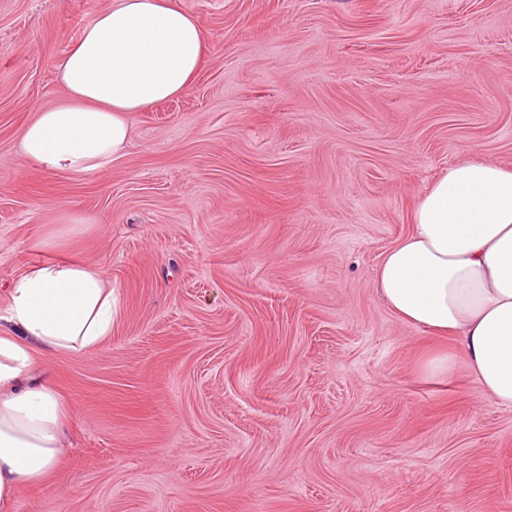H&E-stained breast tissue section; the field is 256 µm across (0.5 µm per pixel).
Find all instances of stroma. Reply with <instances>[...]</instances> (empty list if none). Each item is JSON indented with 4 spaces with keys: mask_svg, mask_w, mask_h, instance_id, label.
Here are the masks:
<instances>
[{
    "mask_svg": "<svg viewBox=\"0 0 512 512\" xmlns=\"http://www.w3.org/2000/svg\"><path fill=\"white\" fill-rule=\"evenodd\" d=\"M183 2L191 89L47 174L19 132L109 0H0V313L45 262L117 300L96 347L36 349L71 420L7 512H512V408L427 373L456 343L374 288L433 181L512 166V0Z\"/></svg>",
    "mask_w": 512,
    "mask_h": 512,
    "instance_id": "35a3bbf8",
    "label": "stroma"
}]
</instances>
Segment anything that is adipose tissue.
<instances>
[{
    "instance_id": "1",
    "label": "adipose tissue",
    "mask_w": 512,
    "mask_h": 512,
    "mask_svg": "<svg viewBox=\"0 0 512 512\" xmlns=\"http://www.w3.org/2000/svg\"><path fill=\"white\" fill-rule=\"evenodd\" d=\"M209 53L181 0H112L55 65L61 103L36 112L19 152L48 174L98 170L130 146L137 113L186 93ZM374 286L406 323L457 341L469 375L512 407V167L462 162L423 193ZM0 331V505L56 468L67 407L39 376L34 346L80 353L112 331L116 299L79 261L11 283Z\"/></svg>"
}]
</instances>
